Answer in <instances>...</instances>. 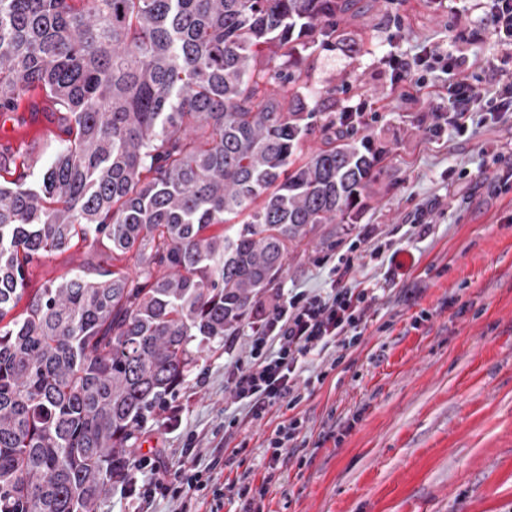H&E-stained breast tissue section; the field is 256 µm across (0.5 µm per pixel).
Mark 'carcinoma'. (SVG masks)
I'll use <instances>...</instances> for the list:
<instances>
[{"instance_id":"obj_1","label":"carcinoma","mask_w":512,"mask_h":512,"mask_svg":"<svg viewBox=\"0 0 512 512\" xmlns=\"http://www.w3.org/2000/svg\"><path fill=\"white\" fill-rule=\"evenodd\" d=\"M346 0H0V112L39 91L62 135L0 182V512H98L148 419L365 207L386 150L278 97ZM320 123V146L303 142ZM112 253L26 293L78 241Z\"/></svg>"}]
</instances>
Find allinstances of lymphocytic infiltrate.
<instances>
[{"mask_svg": "<svg viewBox=\"0 0 512 512\" xmlns=\"http://www.w3.org/2000/svg\"><path fill=\"white\" fill-rule=\"evenodd\" d=\"M423 64L441 66L451 76L447 104L434 111L435 129L449 126L463 135L474 123H495L512 113L511 76L499 79L493 89L480 87L462 74L463 58L445 54L437 46L426 47L411 60H393L394 84L403 99L411 97L405 89L407 83L425 86V79L413 76ZM432 225L431 211L426 208L418 211L399 236L376 241L371 230H364L372 247L363 250L354 244L339 255L328 271L327 288L316 292L292 289L272 315L259 316L250 327V359L236 364L229 376L235 403L247 407L258 420L278 403L296 406L302 399V387L324 381L326 371L312 372L313 362L328 350H347L361 343L370 309L405 274L402 254L429 234ZM372 260L387 261L382 279H360L361 270ZM116 483L122 495L136 500L141 512H150L159 498L176 501V512H222L228 493L237 498L241 512H256L250 485L223 484L210 470L194 466L171 473L156 454L128 458Z\"/></svg>", "mask_w": 512, "mask_h": 512, "instance_id": "obj_1", "label": "lymphocytic infiltrate"}]
</instances>
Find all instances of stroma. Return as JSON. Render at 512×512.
Instances as JSON below:
<instances>
[{
  "label": "stroma",
  "mask_w": 512,
  "mask_h": 512,
  "mask_svg": "<svg viewBox=\"0 0 512 512\" xmlns=\"http://www.w3.org/2000/svg\"><path fill=\"white\" fill-rule=\"evenodd\" d=\"M482 12L481 0H354L331 43H308L295 66L307 83L305 111L365 105L379 114L368 135L387 154L366 208L335 235L314 231L263 309L272 312L288 289L323 287L322 259L344 253L364 225L388 235L431 207L432 232L416 244L409 275L371 311L361 344L298 406H274L257 421L232 403L229 373L250 351L244 327L192 369L176 420L148 421L134 453L163 449L176 468L194 439L199 463L217 462L221 480L264 488L262 512H512V186L499 185L512 118L429 137L432 93L445 74L428 73L418 102L404 104L389 66L438 45L463 57L466 72L512 71L477 26ZM461 13L472 25L457 26ZM58 144L26 108L0 114V153L23 161L29 184ZM101 260L79 243L29 265L28 288ZM292 417L304 421L300 444L264 483L263 448Z\"/></svg>",
  "instance_id": "1"
}]
</instances>
